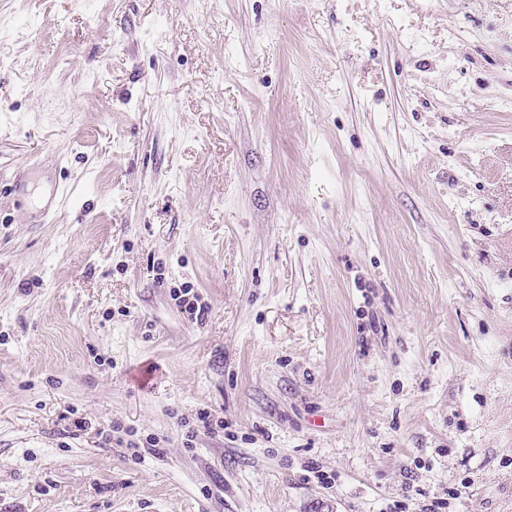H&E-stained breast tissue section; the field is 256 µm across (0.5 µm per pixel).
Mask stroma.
Segmentation results:
<instances>
[{"label": "stroma", "instance_id": "35a3bbf8", "mask_svg": "<svg viewBox=\"0 0 512 512\" xmlns=\"http://www.w3.org/2000/svg\"><path fill=\"white\" fill-rule=\"evenodd\" d=\"M435 501L512 512V0H0V512ZM191 291L192 288L181 289L180 294L176 293V296H174V300L178 301V305L189 314L191 319L198 321L203 319L205 316H208L210 307L207 303L201 302L196 293H193L191 297H188L191 294Z\"/></svg>", "mask_w": 512, "mask_h": 512}]
</instances>
